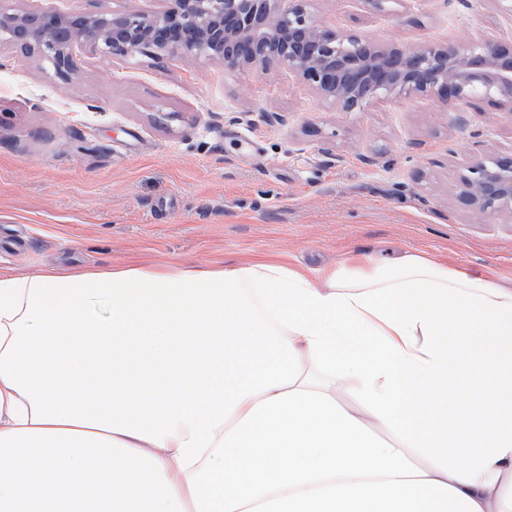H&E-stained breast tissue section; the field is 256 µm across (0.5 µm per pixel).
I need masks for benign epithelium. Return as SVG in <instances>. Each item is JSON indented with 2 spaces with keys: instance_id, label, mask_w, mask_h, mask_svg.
<instances>
[{
  "instance_id": "7a95c632",
  "label": "benign epithelium",
  "mask_w": 512,
  "mask_h": 512,
  "mask_svg": "<svg viewBox=\"0 0 512 512\" xmlns=\"http://www.w3.org/2000/svg\"><path fill=\"white\" fill-rule=\"evenodd\" d=\"M159 11L72 16L0 8V41L37 52L61 79L77 69L82 42L112 56L154 48L184 62L268 71L286 65L342 112L374 101L434 95L461 105L499 99L512 112V49L493 40L414 47L330 27L313 0H164ZM460 198L481 212L512 213V157L486 155L467 164Z\"/></svg>"
}]
</instances>
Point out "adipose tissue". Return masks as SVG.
I'll return each instance as SVG.
<instances>
[{
  "instance_id": "adipose-tissue-1",
  "label": "adipose tissue",
  "mask_w": 512,
  "mask_h": 512,
  "mask_svg": "<svg viewBox=\"0 0 512 512\" xmlns=\"http://www.w3.org/2000/svg\"><path fill=\"white\" fill-rule=\"evenodd\" d=\"M0 512H512V289L417 255L0 271Z\"/></svg>"
}]
</instances>
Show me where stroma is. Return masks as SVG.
Instances as JSON below:
<instances>
[{
	"label": "stroma",
	"instance_id": "35a3bbf8",
	"mask_svg": "<svg viewBox=\"0 0 512 512\" xmlns=\"http://www.w3.org/2000/svg\"><path fill=\"white\" fill-rule=\"evenodd\" d=\"M125 13L160 0H0ZM318 19L406 46H512L506 0H316ZM58 78L0 45V269L31 274L276 259L318 273L352 253L422 255L512 287V214L459 198L472 156L512 153V112L391 98L342 112L288 67L242 72L75 46Z\"/></svg>",
	"mask_w": 512,
	"mask_h": 512
}]
</instances>
